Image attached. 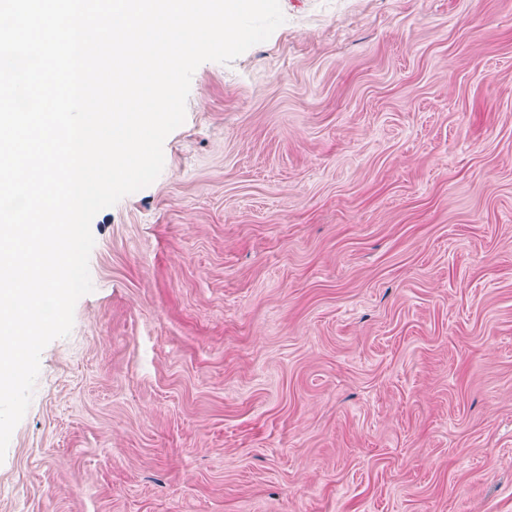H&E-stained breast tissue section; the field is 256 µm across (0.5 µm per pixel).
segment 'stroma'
<instances>
[{"mask_svg":"<svg viewBox=\"0 0 512 512\" xmlns=\"http://www.w3.org/2000/svg\"><path fill=\"white\" fill-rule=\"evenodd\" d=\"M92 222L0 512H512V0H280Z\"/></svg>","mask_w":512,"mask_h":512,"instance_id":"35a3bbf8","label":"stroma"}]
</instances>
